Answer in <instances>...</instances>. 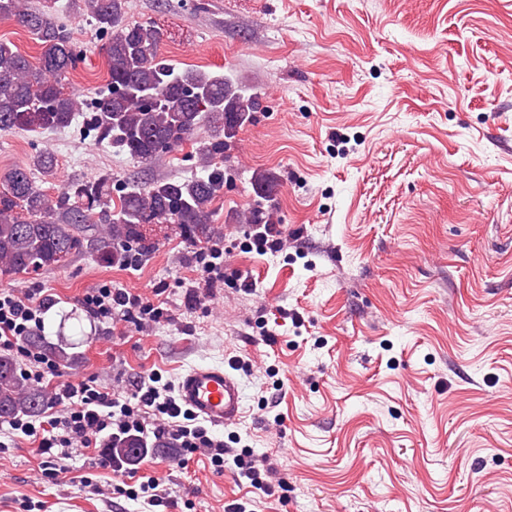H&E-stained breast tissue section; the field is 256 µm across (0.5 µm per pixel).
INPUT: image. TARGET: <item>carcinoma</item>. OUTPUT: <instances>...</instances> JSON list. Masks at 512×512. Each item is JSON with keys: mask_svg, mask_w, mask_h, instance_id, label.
I'll list each match as a JSON object with an SVG mask.
<instances>
[{"mask_svg": "<svg viewBox=\"0 0 512 512\" xmlns=\"http://www.w3.org/2000/svg\"><path fill=\"white\" fill-rule=\"evenodd\" d=\"M84 10L105 37L108 80L98 97L85 101L66 90L65 79L82 61L67 25L28 0H0V18L35 36L38 64L0 40V133L57 132L82 116L86 131L141 162L191 146L202 174L182 180L120 184V206L110 210L112 178L67 183L50 195L36 184L33 171L53 178L57 159L43 150L32 165L4 175L0 191V275L40 272L64 266L79 253L103 264L127 265L153 247L145 226L174 224L187 240L206 231L213 239V202L224 195V151L228 140L260 110V98L230 78L200 69H177L161 53L164 32L151 21L126 23V0H82ZM253 203L238 215L249 224H271L265 208L279 178L257 171L251 178ZM32 343L58 364L77 359L78 342L58 330V341L36 335ZM52 393L33 387L13 355L0 352V421L35 416Z\"/></svg>", "mask_w": 512, "mask_h": 512, "instance_id": "carcinoma-1", "label": "carcinoma"}]
</instances>
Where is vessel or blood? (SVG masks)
<instances>
[{
  "label": "vessel or blood",
  "mask_w": 512,
  "mask_h": 512,
  "mask_svg": "<svg viewBox=\"0 0 512 512\" xmlns=\"http://www.w3.org/2000/svg\"><path fill=\"white\" fill-rule=\"evenodd\" d=\"M177 399L195 416L221 427L238 421L244 391L238 377L224 365L203 364L182 375Z\"/></svg>",
  "instance_id": "b4317fda"
}]
</instances>
